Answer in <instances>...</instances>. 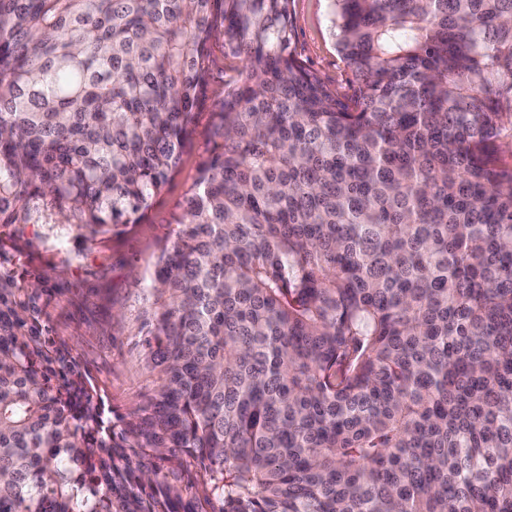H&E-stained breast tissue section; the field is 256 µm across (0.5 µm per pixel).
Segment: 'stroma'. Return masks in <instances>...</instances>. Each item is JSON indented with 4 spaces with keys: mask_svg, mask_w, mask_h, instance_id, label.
<instances>
[{
    "mask_svg": "<svg viewBox=\"0 0 512 512\" xmlns=\"http://www.w3.org/2000/svg\"><path fill=\"white\" fill-rule=\"evenodd\" d=\"M291 9L299 59L338 96H350L354 77L331 34L329 0H292ZM211 49L215 67L208 105L197 117L196 133L176 174L139 223L87 240L17 241V273L45 274L57 290L47 318L54 335L76 351L105 400L122 415L155 387L136 346V317L147 304L139 277L170 237L177 207L210 156L211 108L223 98L224 82L238 66L225 57L220 42H212Z\"/></svg>",
    "mask_w": 512,
    "mask_h": 512,
    "instance_id": "stroma-1",
    "label": "stroma"
}]
</instances>
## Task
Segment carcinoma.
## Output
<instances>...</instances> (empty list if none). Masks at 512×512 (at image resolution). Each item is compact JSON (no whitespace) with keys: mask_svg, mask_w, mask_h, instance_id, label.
<instances>
[{"mask_svg":"<svg viewBox=\"0 0 512 512\" xmlns=\"http://www.w3.org/2000/svg\"><path fill=\"white\" fill-rule=\"evenodd\" d=\"M0 0V512H512V0ZM159 384L116 414L4 240L137 223ZM291 9L298 58L338 96H350L354 77L340 58L331 34L329 1L292 0Z\"/></svg>","mask_w":512,"mask_h":512,"instance_id":"cac0c4a2","label":"carcinoma"}]
</instances>
